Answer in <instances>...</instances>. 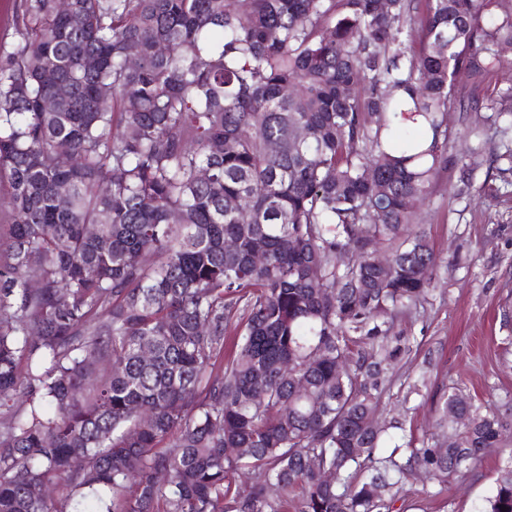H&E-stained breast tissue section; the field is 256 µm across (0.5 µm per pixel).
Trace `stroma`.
<instances>
[{"label": "stroma", "instance_id": "35a3bbf8", "mask_svg": "<svg viewBox=\"0 0 512 512\" xmlns=\"http://www.w3.org/2000/svg\"><path fill=\"white\" fill-rule=\"evenodd\" d=\"M448 128V166L420 211L433 283L391 325L398 352L375 419L402 458L414 448L447 447L440 409L454 389L497 409L505 426L500 442L463 475L409 476L390 512H488L497 474L512 464V185L488 173L491 152L512 148V119L452 112ZM465 167L472 181L461 193Z\"/></svg>", "mask_w": 512, "mask_h": 512}]
</instances>
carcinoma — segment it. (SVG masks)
Wrapping results in <instances>:
<instances>
[{
  "label": "carcinoma",
  "instance_id": "1",
  "mask_svg": "<svg viewBox=\"0 0 512 512\" xmlns=\"http://www.w3.org/2000/svg\"><path fill=\"white\" fill-rule=\"evenodd\" d=\"M499 2L23 0L0 51V512H388L411 463L442 480L498 442L454 390L448 447L381 455L383 369L351 345L430 286L411 225L448 111L512 116V89L464 92L512 60Z\"/></svg>",
  "mask_w": 512,
  "mask_h": 512
}]
</instances>
